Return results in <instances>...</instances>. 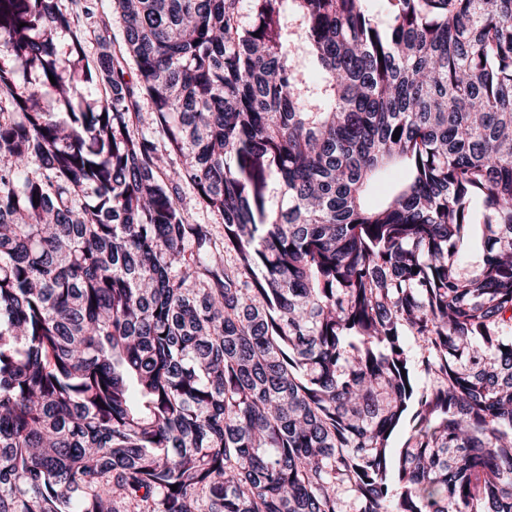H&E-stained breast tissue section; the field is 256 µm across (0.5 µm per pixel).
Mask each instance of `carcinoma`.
Instances as JSON below:
<instances>
[{
  "label": "carcinoma",
  "instance_id": "cac0c4a2",
  "mask_svg": "<svg viewBox=\"0 0 512 512\" xmlns=\"http://www.w3.org/2000/svg\"><path fill=\"white\" fill-rule=\"evenodd\" d=\"M111 2L0 0V512H512V0Z\"/></svg>",
  "mask_w": 512,
  "mask_h": 512
}]
</instances>
